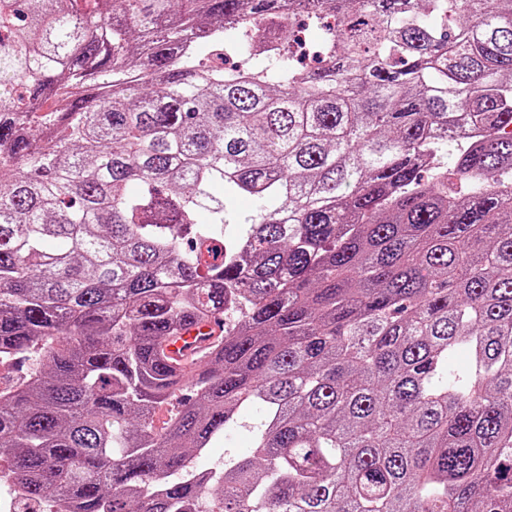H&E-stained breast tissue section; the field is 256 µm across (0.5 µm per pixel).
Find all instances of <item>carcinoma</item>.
I'll return each instance as SVG.
<instances>
[{
    "label": "carcinoma",
    "mask_w": 512,
    "mask_h": 512,
    "mask_svg": "<svg viewBox=\"0 0 512 512\" xmlns=\"http://www.w3.org/2000/svg\"><path fill=\"white\" fill-rule=\"evenodd\" d=\"M24 359L0 462L67 512H512V0H0ZM213 330H215L213 332ZM196 327H191L189 333H186L185 335L181 336L180 339H178L175 342L169 341L165 347H164V353L165 355L173 360V364H182L181 367L190 366L191 364L198 363L203 356L205 355L204 351L206 348L210 345L211 341L213 340L214 336L219 331V328L216 326L215 322H212L211 324H206L201 328L202 335L206 336H200L198 335ZM203 337H207L206 339H201ZM189 345L188 347H186ZM204 353V354H203ZM203 354V355H201ZM194 355H201L194 359L192 363H186L190 361V359ZM186 363V364H185ZM252 455L250 448L249 434L241 429L239 434L228 444V448H224V443H217L201 455L198 462L204 468H213L224 463V457L247 458Z\"/></svg>",
    "instance_id": "cac0c4a2"
}]
</instances>
